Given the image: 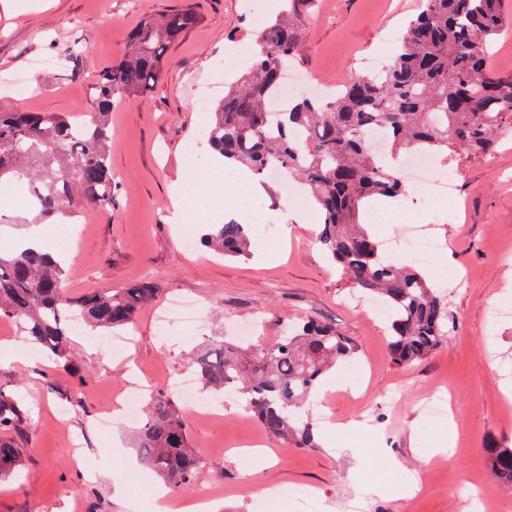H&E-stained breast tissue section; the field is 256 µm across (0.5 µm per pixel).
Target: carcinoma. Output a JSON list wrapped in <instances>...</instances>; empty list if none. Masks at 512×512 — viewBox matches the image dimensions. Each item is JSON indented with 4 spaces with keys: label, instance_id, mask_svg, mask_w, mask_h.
I'll return each instance as SVG.
<instances>
[{
    "label": "carcinoma",
    "instance_id": "cac0c4a2",
    "mask_svg": "<svg viewBox=\"0 0 512 512\" xmlns=\"http://www.w3.org/2000/svg\"><path fill=\"white\" fill-rule=\"evenodd\" d=\"M508 17L503 0H420L397 54L377 76H358L329 102L300 98L289 112H270L280 85L275 60L301 61L298 14L287 8L259 36L247 72L224 91L208 115L210 149L257 176L271 169L294 174L319 219L316 242L325 257L364 293L390 310L388 347L398 366L422 361L451 336L445 295L422 270L383 256L366 228L373 201L406 195L395 160L407 150L491 155L497 134L512 119V74L488 65ZM192 6L143 20L131 30L123 57L104 70L93 103L76 119L0 106V185H21L38 203L34 222L71 224L76 201L112 209V105L145 97L158 81L167 51L194 29ZM381 126L390 152L375 155L365 132ZM196 244L225 257L251 248L247 224H210ZM67 270L50 254L0 248V319L62 365L69 364L73 320L103 334L131 324L158 288L148 279L107 293L70 297ZM356 354L351 339L306 317L271 342L247 348L214 339L190 359L204 388L236 394L267 432L300 448L315 445L303 407L331 369ZM28 413L17 395L0 390V478L22 461L18 437ZM139 457L176 491L204 468L190 445L180 406L159 390L148 392L138 431ZM493 474L512 486V448L488 449Z\"/></svg>",
    "mask_w": 512,
    "mask_h": 512
}]
</instances>
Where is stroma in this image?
I'll list each match as a JSON object with an SVG mask.
<instances>
[{
    "label": "stroma",
    "instance_id": "35a3bbf8",
    "mask_svg": "<svg viewBox=\"0 0 512 512\" xmlns=\"http://www.w3.org/2000/svg\"><path fill=\"white\" fill-rule=\"evenodd\" d=\"M196 4L201 21L166 54L163 72L145 98L112 110L111 212L81 206L82 233L72 245L69 296L107 292L149 278L159 293L128 330L122 354L96 332L73 337L62 368L46 357L0 363V387L15 391L29 412L18 475L0 480V512H152L145 493L118 498L107 473L120 455L150 485L160 478L137 459V426L96 421L123 387L139 380L168 391L188 356L217 336L255 327L256 341L280 336L284 321L315 317L348 336L355 358L332 369L308 414L314 447L275 437L235 401L219 416H186L191 445L207 464L195 490L215 492L210 512H267L271 493L306 488L312 512H347L352 498L367 512H512V487L491 473L486 450L512 447V131L493 159L448 156L460 207L429 224L443 241L427 277L448 300L453 332L428 359L407 367L389 354L386 325L369 296L354 293L314 242L312 219L289 220L293 208L273 182L229 183L225 195L197 194V212L218 223L247 224L260 208L267 241L246 258L224 259L205 248L185 251L171 224L170 191L185 172L184 152L200 124L194 84L210 72H245L256 49L257 22L247 0H0V76L25 70L38 57L80 52L70 70L32 73L31 90L12 96L25 111L80 114L91 87L118 61L141 18ZM419 0H310L304 7L302 61L309 83L345 84L372 57L391 61L388 32H405ZM456 271L449 279L448 271ZM182 294L202 306L199 328L160 335L156 318ZM70 394L72 403L61 401ZM445 395L447 416L430 418L426 401ZM358 432H345L349 423ZM456 427L452 448L439 452ZM76 435L86 457L73 464L64 433Z\"/></svg>",
    "mask_w": 512,
    "mask_h": 512
}]
</instances>
